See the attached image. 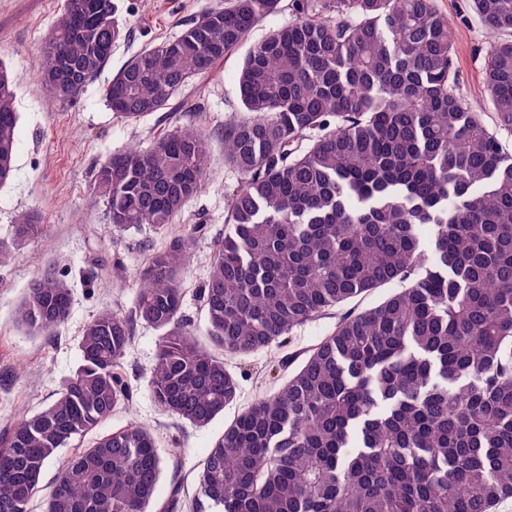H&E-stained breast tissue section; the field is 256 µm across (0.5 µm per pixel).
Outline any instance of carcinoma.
I'll return each mask as SVG.
<instances>
[{
    "label": "carcinoma",
    "instance_id": "carcinoma-1",
    "mask_svg": "<svg viewBox=\"0 0 512 512\" xmlns=\"http://www.w3.org/2000/svg\"><path fill=\"white\" fill-rule=\"evenodd\" d=\"M512 33V0H472ZM282 0H218L176 37L132 55L103 96L140 121L237 49ZM288 23L254 42L238 75L247 115L224 125L240 177L200 291L203 344L179 274L200 224L183 225L139 271L134 318L161 332L149 391L207 426L238 391L224 356L265 349L336 309V325L271 395L224 429L196 475L208 512H490L512 498V153L459 92L448 17L434 0H289ZM122 35L114 0H67L36 76L81 92ZM498 128L512 132V41L485 68ZM14 84L0 67V185L15 170ZM210 135L175 125L95 167L118 230H166L210 169ZM42 234L30 213L12 241ZM396 282L376 306L343 310ZM48 262L15 320L45 334L70 314ZM131 321L99 311L82 365L41 411L0 437V512H28L45 467L132 393L122 365ZM162 460L129 424L59 472L47 512H148Z\"/></svg>",
    "mask_w": 512,
    "mask_h": 512
}]
</instances>
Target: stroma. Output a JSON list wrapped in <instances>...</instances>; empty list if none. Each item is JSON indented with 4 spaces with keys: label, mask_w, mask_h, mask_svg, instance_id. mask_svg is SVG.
<instances>
[{
    "label": "stroma",
    "mask_w": 512,
    "mask_h": 512,
    "mask_svg": "<svg viewBox=\"0 0 512 512\" xmlns=\"http://www.w3.org/2000/svg\"><path fill=\"white\" fill-rule=\"evenodd\" d=\"M207 0H115L123 29L102 73L77 96L52 98L36 78L41 42L64 11L67 0H0V66L15 83L19 114L12 179L0 186V241L12 237L15 218L24 212L40 218L38 239L15 247L11 263L0 268V435L24 414L50 402L78 369L79 341L86 322L108 307L129 313L138 288L137 274L149 251L161 250L183 224H200L192 257L180 274L184 310L198 332L206 321L199 290L207 276L215 243L224 233V211L238 175L225 167L220 139L224 125L241 116L238 74L247 45L225 55L206 74L190 79L173 100L165 119L138 122L116 118L103 99V87L135 53L180 33ZM451 28L459 91L494 126L483 84L487 47L493 36L470 9L469 0H436ZM197 122L213 138L211 176L192 198L176 226L158 232L149 226L116 230L93 190L97 162L128 145L149 146L175 123ZM66 274L73 289L71 314L61 327L30 336L14 322V310L30 281L46 262ZM336 324L329 314L295 329L285 341L264 350L225 357L238 380L233 403L209 425L196 428L163 414L148 388L158 333L144 323L132 325V349L123 365L131 391L129 407L117 410L94 431L103 436L134 422L149 428L157 441L164 471L155 503L165 502L180 486L177 512H194L197 466L224 429L258 397L275 392L286 380L282 362L302 360L306 351Z\"/></svg>",
    "instance_id": "stroma-1"
}]
</instances>
